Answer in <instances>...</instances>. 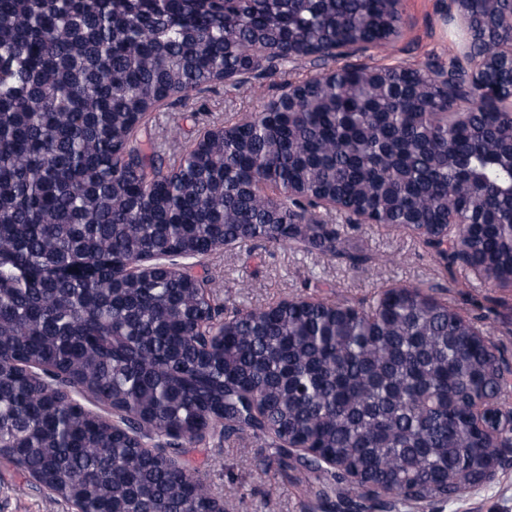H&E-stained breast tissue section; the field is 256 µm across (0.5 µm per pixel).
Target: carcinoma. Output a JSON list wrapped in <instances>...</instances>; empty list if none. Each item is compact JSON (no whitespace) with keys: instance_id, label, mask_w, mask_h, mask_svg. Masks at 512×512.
I'll list each match as a JSON object with an SVG mask.
<instances>
[{"instance_id":"1","label":"carcinoma","mask_w":512,"mask_h":512,"mask_svg":"<svg viewBox=\"0 0 512 512\" xmlns=\"http://www.w3.org/2000/svg\"><path fill=\"white\" fill-rule=\"evenodd\" d=\"M389 0H0V455L84 512H212L179 454L142 444L228 441L250 431L283 459L304 443L359 477L304 467L321 498L393 510L446 501L475 483L488 433L474 399L504 411L508 364L494 365L473 322L420 288L350 304L287 300L233 311L221 344L195 346L217 319L186 273L117 277L143 258L208 255L219 243L299 244L352 262L338 228L304 224L314 199L341 194L380 224L418 234L446 263L448 214L494 286L512 285V118L450 124L439 89L412 67L381 79L346 65L307 82V102L273 104L163 171L140 116L200 91L258 46L387 43ZM494 89L512 96V70ZM269 181L275 198L254 195ZM120 412L143 439L55 386Z\"/></svg>"}]
</instances>
